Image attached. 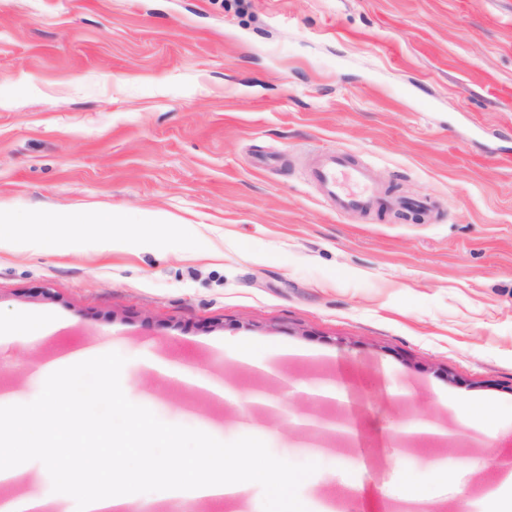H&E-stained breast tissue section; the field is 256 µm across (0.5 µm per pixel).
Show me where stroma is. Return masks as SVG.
I'll list each match as a JSON object with an SVG mask.
<instances>
[{
    "label": "stroma",
    "instance_id": "35a3bbf8",
    "mask_svg": "<svg viewBox=\"0 0 512 512\" xmlns=\"http://www.w3.org/2000/svg\"><path fill=\"white\" fill-rule=\"evenodd\" d=\"M329 153L394 206L337 212L312 177ZM0 210L24 234L34 212L139 226L112 252L99 224L41 253L0 247V328H53L6 342L4 416L50 393L41 364L88 349L90 447L123 466L132 444L190 465L206 423L228 453L254 442L303 477L311 512H416L407 483L436 512H497L512 471V0H0ZM239 341L278 378L239 365ZM165 358L290 414L164 385L149 364ZM339 374L374 385L342 409L315 402ZM471 404L489 419L463 421ZM303 409L356 434L314 453L291 422ZM411 412L442 437H410ZM139 418L182 446L136 440ZM346 481L359 490L340 507ZM133 496L140 512H226L148 478Z\"/></svg>",
    "mask_w": 512,
    "mask_h": 512
}]
</instances>
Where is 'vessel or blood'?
Masks as SVG:
<instances>
[{
    "label": "vessel or blood",
    "instance_id": "b4317fda",
    "mask_svg": "<svg viewBox=\"0 0 512 512\" xmlns=\"http://www.w3.org/2000/svg\"><path fill=\"white\" fill-rule=\"evenodd\" d=\"M312 176L340 212L367 210L381 198L370 183L368 170L351 165L336 154L323 158Z\"/></svg>",
    "mask_w": 512,
    "mask_h": 512
}]
</instances>
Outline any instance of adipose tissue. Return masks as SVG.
Listing matches in <instances>:
<instances>
[{
    "label": "adipose tissue",
    "instance_id": "adipose-tissue-1",
    "mask_svg": "<svg viewBox=\"0 0 512 512\" xmlns=\"http://www.w3.org/2000/svg\"><path fill=\"white\" fill-rule=\"evenodd\" d=\"M28 223L39 225L40 232L27 239L28 248L47 251L61 241V231L68 224L118 223L111 213L83 215L59 212L28 216ZM76 402L62 404L56 394H49L34 415L17 414L0 420V482L18 479L24 474L22 455L35 452L56 474L60 487L78 494L82 512H128L133 498L131 486L140 478L158 481L168 492L193 500L233 501L252 485L267 488L272 499L280 502V512H306L307 505L295 493L299 477L286 474L273 463L261 460L257 449L248 448L230 456L225 449L207 447L203 455L188 467H165L139 459L136 467L120 468L116 476L96 483L100 461L95 453L75 449L71 437L82 430ZM53 430L46 439L35 433L34 423Z\"/></svg>",
    "mask_w": 512,
    "mask_h": 512
}]
</instances>
